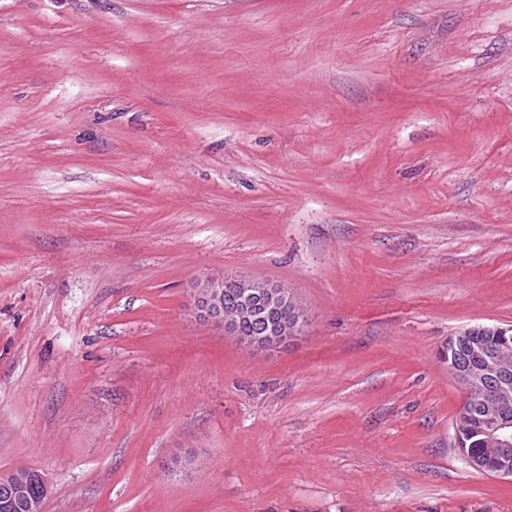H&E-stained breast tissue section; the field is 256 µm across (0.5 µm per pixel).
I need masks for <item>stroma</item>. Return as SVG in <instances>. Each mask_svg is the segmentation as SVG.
Returning a JSON list of instances; mask_svg holds the SVG:
<instances>
[{
    "instance_id": "stroma-1",
    "label": "stroma",
    "mask_w": 512,
    "mask_h": 512,
    "mask_svg": "<svg viewBox=\"0 0 512 512\" xmlns=\"http://www.w3.org/2000/svg\"><path fill=\"white\" fill-rule=\"evenodd\" d=\"M213 272L302 334L202 322ZM474 325L512 326V0H0V474L44 512H512L455 442ZM222 281L211 275H205L196 281L195 294L200 300V313L203 320L211 323H221L223 325L224 316L233 317L237 322L238 336H254L252 345L256 348L267 347L265 339L267 336H276V332L271 329L261 330L260 336L257 329L261 323L278 329H288V325L294 323L296 312L303 308L302 304L287 291L290 297L278 306L275 310H266L259 300L253 301L248 308H244L240 300V290L244 303H248L255 298H260L267 308H275L284 294L275 290V286L267 285L262 281L250 279L248 277H236L215 275ZM224 296V305H222V289ZM290 299V300H289ZM257 317L260 319L257 320Z\"/></svg>"
}]
</instances>
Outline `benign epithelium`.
Segmentation results:
<instances>
[{"label": "benign epithelium", "mask_w": 512, "mask_h": 512, "mask_svg": "<svg viewBox=\"0 0 512 512\" xmlns=\"http://www.w3.org/2000/svg\"><path fill=\"white\" fill-rule=\"evenodd\" d=\"M237 282L246 303L259 298L266 307L274 308L284 297L275 286L262 281L240 276ZM196 293L203 320L222 322L224 332L235 334L234 325L223 321L222 281L205 275L197 279ZM492 331L498 344L487 346L470 343V329L459 330L448 337L441 355L467 395H481L469 417L477 420L483 440L497 449L493 473L512 477V367L505 358L512 346V327L496 326Z\"/></svg>", "instance_id": "obj_1"}]
</instances>
